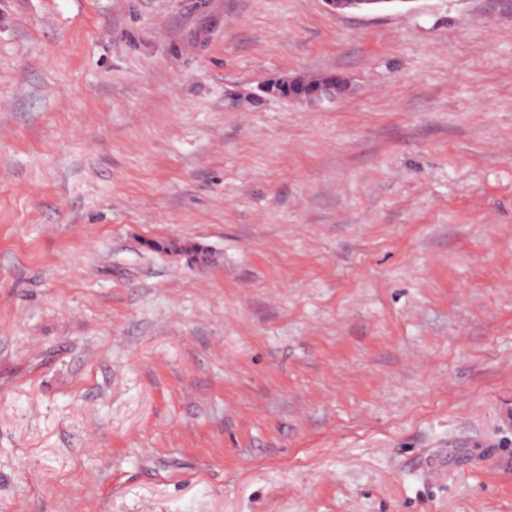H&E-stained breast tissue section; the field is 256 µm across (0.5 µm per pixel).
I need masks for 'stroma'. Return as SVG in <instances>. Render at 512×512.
Returning a JSON list of instances; mask_svg holds the SVG:
<instances>
[{
	"label": "stroma",
	"mask_w": 512,
	"mask_h": 512,
	"mask_svg": "<svg viewBox=\"0 0 512 512\" xmlns=\"http://www.w3.org/2000/svg\"><path fill=\"white\" fill-rule=\"evenodd\" d=\"M0 512H512V0H0ZM324 81L310 89H302L295 77H280L264 86L267 94L288 98L308 104L333 99L346 90V83L341 76L336 74L324 75Z\"/></svg>",
	"instance_id": "obj_1"
}]
</instances>
